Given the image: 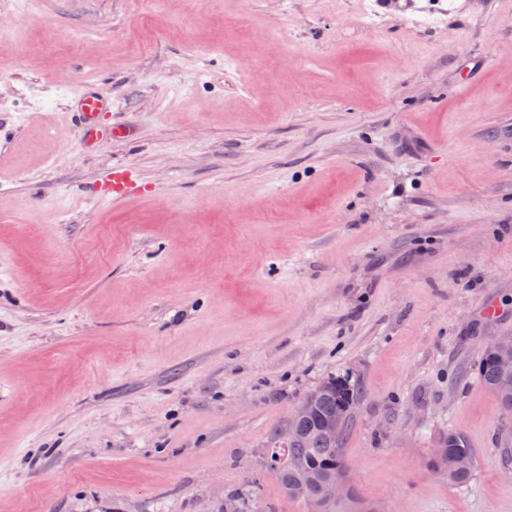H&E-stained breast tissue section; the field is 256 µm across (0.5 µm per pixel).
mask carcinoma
Returning <instances> with one entry per match:
<instances>
[{
  "mask_svg": "<svg viewBox=\"0 0 512 512\" xmlns=\"http://www.w3.org/2000/svg\"><path fill=\"white\" fill-rule=\"evenodd\" d=\"M478 376L483 386L495 394L499 405L512 407V379L502 377L495 353L489 346L479 364ZM345 398L351 405L357 399V392L347 381L336 378L323 383L322 389L315 393L307 418L298 423V435L288 442V449L283 450L275 441H269L266 464L282 486H291L298 476H305L300 494L289 490V497L297 500L301 494L316 496L326 478L343 472L345 425H340L334 436L326 435L322 426L336 418L339 401ZM440 443L446 448V462L466 458L476 463L475 451L464 434L450 431L440 437Z\"/></svg>",
  "mask_w": 512,
  "mask_h": 512,
  "instance_id": "obj_1",
  "label": "carcinoma"
}]
</instances>
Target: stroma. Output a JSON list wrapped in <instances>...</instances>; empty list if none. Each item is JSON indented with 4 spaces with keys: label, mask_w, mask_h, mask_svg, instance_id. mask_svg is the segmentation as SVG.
Wrapping results in <instances>:
<instances>
[{
    "label": "stroma",
    "mask_w": 512,
    "mask_h": 512,
    "mask_svg": "<svg viewBox=\"0 0 512 512\" xmlns=\"http://www.w3.org/2000/svg\"><path fill=\"white\" fill-rule=\"evenodd\" d=\"M0 10V512H303L267 444L334 377L358 506L512 512L477 379L512 336V0ZM85 83L130 136L86 146ZM117 163L166 205L80 198ZM102 112H112V99L104 96L95 87L81 86L76 90L68 105V114H71L75 123L79 124L89 138L97 135ZM439 442L442 444L443 448H446V466L448 469L449 483L456 485L468 483L475 467L476 455L474 449L470 448L466 436L457 431H448V434L445 433L440 437ZM443 448L440 447L439 443L437 448H433V457L435 459L442 456ZM457 458H461L456 461V466L459 469L452 466L448 468V463H451ZM463 458L471 462L472 466L470 469L462 470L468 467V462Z\"/></svg>",
    "instance_id": "stroma-1"
}]
</instances>
